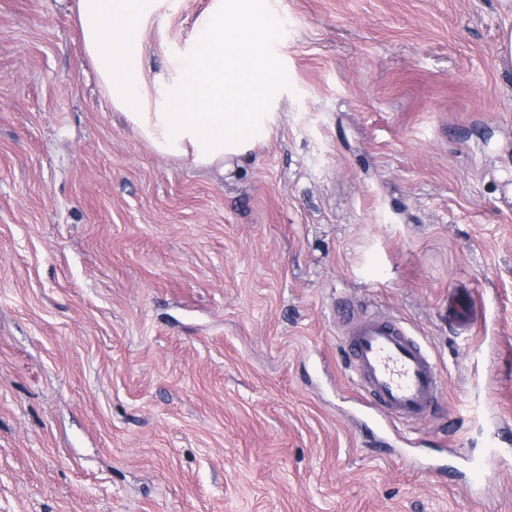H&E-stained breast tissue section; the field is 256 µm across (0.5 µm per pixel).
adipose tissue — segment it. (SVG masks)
<instances>
[{
	"label": "adipose tissue",
	"instance_id": "obj_1",
	"mask_svg": "<svg viewBox=\"0 0 512 512\" xmlns=\"http://www.w3.org/2000/svg\"><path fill=\"white\" fill-rule=\"evenodd\" d=\"M172 0H76L87 58L114 109L157 153L217 173L271 135L284 82L264 0H215L174 74L146 82L143 32Z\"/></svg>",
	"mask_w": 512,
	"mask_h": 512
}]
</instances>
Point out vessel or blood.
<instances>
[{"label": "vessel or blood", "instance_id": "1", "mask_svg": "<svg viewBox=\"0 0 512 512\" xmlns=\"http://www.w3.org/2000/svg\"><path fill=\"white\" fill-rule=\"evenodd\" d=\"M478 306L476 295L457 292L448 303V318L459 330H469ZM343 344L363 400L401 420L432 413L439 391L437 367L402 321L377 312L351 319Z\"/></svg>", "mask_w": 512, "mask_h": 512}]
</instances>
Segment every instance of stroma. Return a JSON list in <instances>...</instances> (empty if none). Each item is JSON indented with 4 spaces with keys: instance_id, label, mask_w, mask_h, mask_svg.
Masks as SVG:
<instances>
[{
    "instance_id": "obj_1",
    "label": "stroma",
    "mask_w": 512,
    "mask_h": 512,
    "mask_svg": "<svg viewBox=\"0 0 512 512\" xmlns=\"http://www.w3.org/2000/svg\"><path fill=\"white\" fill-rule=\"evenodd\" d=\"M213 2L148 23L146 79ZM265 6L280 119L218 176L122 121L74 0H0V512H512L501 0ZM349 311L438 368L437 413L383 446ZM479 299L467 290L456 292L448 302V319L462 331L469 330L477 320Z\"/></svg>"
}]
</instances>
